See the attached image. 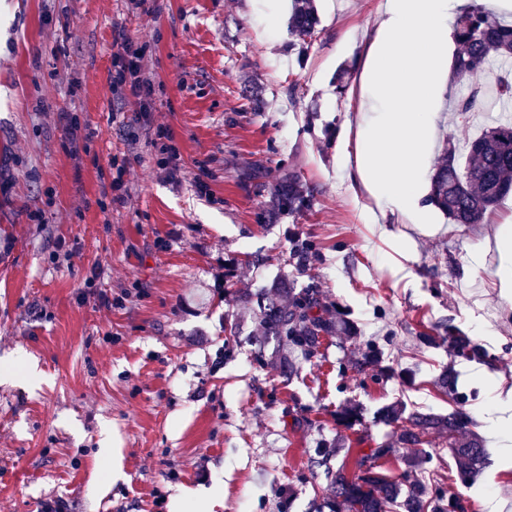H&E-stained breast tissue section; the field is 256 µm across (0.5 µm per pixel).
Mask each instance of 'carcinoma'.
I'll return each mask as SVG.
<instances>
[{"instance_id": "carcinoma-1", "label": "carcinoma", "mask_w": 512, "mask_h": 512, "mask_svg": "<svg viewBox=\"0 0 512 512\" xmlns=\"http://www.w3.org/2000/svg\"><path fill=\"white\" fill-rule=\"evenodd\" d=\"M321 19L314 0H292L288 18L291 45L307 52L321 33ZM456 51L453 58L454 78L461 82L486 70L492 62L512 59V23L504 24L477 4L468 5L454 27ZM485 97L484 86L472 84L468 94L454 100L452 111L463 114L473 111L477 99ZM512 192V121L495 122L482 128L463 145L447 142L442 156L430 177V192L426 202L444 213L453 224H480ZM312 194L299 175L290 171L274 186L270 204L262 208L257 219L270 222L282 214L300 213L309 208ZM261 335L255 337L258 351L271 343L281 352L280 366L285 373L293 370L291 354L308 359L314 356L324 336H348L353 326L342 311L325 309L318 288L308 285L295 291L292 282L276 280L269 290L257 294ZM441 340L448 351L467 360L487 362L491 355L481 343L448 326ZM382 359L379 345L369 343L361 357L354 361L360 373ZM380 420L396 428L397 443L414 448L404 459L406 470L396 478L383 474L371 465L378 458L394 453V448L381 444L369 449L356 460L358 471L349 476L340 467L323 491V504L328 512H470L469 498L461 493L445 495L440 489H429L411 479L417 468L427 463L428 456L420 449L430 433L448 437L455 460L457 476L465 486H471L486 450L471 437L463 440L472 424L462 411L447 415L412 413L391 405L381 409ZM363 421V409L344 406L336 411V422L352 429Z\"/></svg>"}]
</instances>
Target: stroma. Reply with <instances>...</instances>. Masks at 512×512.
<instances>
[{
    "label": "stroma",
    "instance_id": "1",
    "mask_svg": "<svg viewBox=\"0 0 512 512\" xmlns=\"http://www.w3.org/2000/svg\"><path fill=\"white\" fill-rule=\"evenodd\" d=\"M386 0H316L323 31L306 55L288 47L291 0H0V512H171L174 496L214 495L211 512H319L327 468L353 472L362 450L394 441L376 421L391 404L462 409L488 440L487 422L512 414V318L489 271L453 274L474 234L433 211L403 262L395 240L366 224L367 194L342 186L349 113L357 111L371 39ZM145 47L155 73L141 119L130 92H111L113 32ZM353 76L333 91L338 67ZM257 87L264 105L244 94ZM467 85L445 78L434 145L477 134L485 110L459 117ZM76 108L94 130L89 155L63 146L59 112ZM166 128L184 174L167 181L148 146ZM127 163L123 203L102 210L110 159ZM264 169L258 180L252 170ZM311 188L310 208L259 223L283 173ZM208 195H199L196 181ZM45 221L32 224L29 212ZM313 244L306 274L296 241ZM288 277L316 285L342 309L352 336L323 338L291 375L258 361L253 308L237 293ZM111 297L112 307L97 296ZM238 324L237 335L225 325ZM455 326L493 362L449 358L420 334ZM377 342L383 362H351ZM453 370L463 403L435 382ZM360 405L361 427L336 424ZM416 478L456 492L447 439L431 434ZM472 488L475 512H512V455L492 447ZM121 478H113V465Z\"/></svg>",
    "mask_w": 512,
    "mask_h": 512
}]
</instances>
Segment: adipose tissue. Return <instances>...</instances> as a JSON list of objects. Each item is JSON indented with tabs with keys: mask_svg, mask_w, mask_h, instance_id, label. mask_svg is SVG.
<instances>
[{
	"mask_svg": "<svg viewBox=\"0 0 512 512\" xmlns=\"http://www.w3.org/2000/svg\"><path fill=\"white\" fill-rule=\"evenodd\" d=\"M458 0H387L364 75L365 95L355 119V171L351 191H365L374 201L368 223L381 237H397L404 259L414 253L413 233H394L395 217L425 233L424 171L431 150L435 114L417 111L431 102L440 73L437 60ZM495 254L492 285L512 304V224H497L471 248L459 277L468 281Z\"/></svg>",
	"mask_w": 512,
	"mask_h": 512,
	"instance_id": "obj_1",
	"label": "adipose tissue"
}]
</instances>
